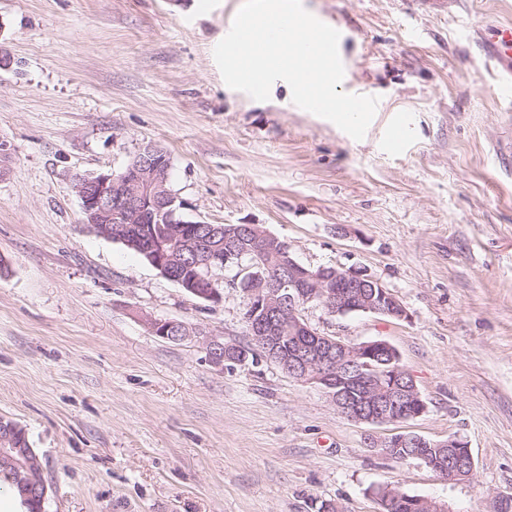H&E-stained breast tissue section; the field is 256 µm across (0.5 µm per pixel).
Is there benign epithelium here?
<instances>
[{
	"instance_id": "7a95c632",
	"label": "benign epithelium",
	"mask_w": 512,
	"mask_h": 512,
	"mask_svg": "<svg viewBox=\"0 0 512 512\" xmlns=\"http://www.w3.org/2000/svg\"><path fill=\"white\" fill-rule=\"evenodd\" d=\"M170 162L158 145L142 146L132 161L117 173H101L79 178L74 189L81 202L83 222L96 227L107 236H122L131 224H143L138 237L151 264L162 275L178 283L185 291L217 303L222 293L214 278L194 271L203 266L212 269L213 263H227L237 256L238 245L247 241L257 254L277 245L278 237L264 231L257 224H241L224 237V254L203 256L191 264L175 248L187 223L179 210L177 197L169 190ZM171 224L167 232L157 235L149 232L148 224ZM247 289L249 308L258 319L252 320L254 343L263 355L293 378L314 384L331 398L337 410L358 423L382 425L416 418L427 410V403L415 379L399 364V354L381 340L349 345L313 331L301 318L300 309L317 303L332 314H344L347 303H357L356 310L364 313L401 319L406 317L403 305L378 279L367 271L355 268L323 267L314 270L299 263L293 256L276 267L249 275ZM149 328L157 336L169 340L186 339L189 332L176 327L174 321L148 320ZM283 325L298 336L313 338L308 343L287 353L280 349L278 333ZM207 358L215 367H224V341L212 336L205 341ZM389 353L392 367L380 373L371 362L379 359L376 349ZM15 422L0 418V464L12 470L15 484L22 497L31 496L40 489L47 497L45 482L34 477L38 458L31 451L16 447ZM370 447L379 454L394 458L392 450L408 444L406 435L396 433L388 437H372ZM446 448L448 460L427 458L422 448ZM418 459L450 480L469 477L474 470V459L468 443L450 436L444 440L419 445L403 459Z\"/></svg>"
}]
</instances>
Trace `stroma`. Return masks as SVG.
Returning <instances> with one entry per match:
<instances>
[{"label":"stroma","mask_w":512,"mask_h":512,"mask_svg":"<svg viewBox=\"0 0 512 512\" xmlns=\"http://www.w3.org/2000/svg\"><path fill=\"white\" fill-rule=\"evenodd\" d=\"M242 4L0 0V417L41 459L45 512H381L386 486L492 512L512 492V93L477 36L512 24V0H303L342 32L347 89L379 99L359 141L289 85L257 101L225 84L213 51ZM148 142L186 218L257 224L305 266L379 279L406 318L301 315L394 346L427 411L357 423L263 357L212 366L206 337L250 341L231 271L206 302L82 222L76 177ZM399 432L463 439L473 474L368 445Z\"/></svg>","instance_id":"35a3bbf8"}]
</instances>
